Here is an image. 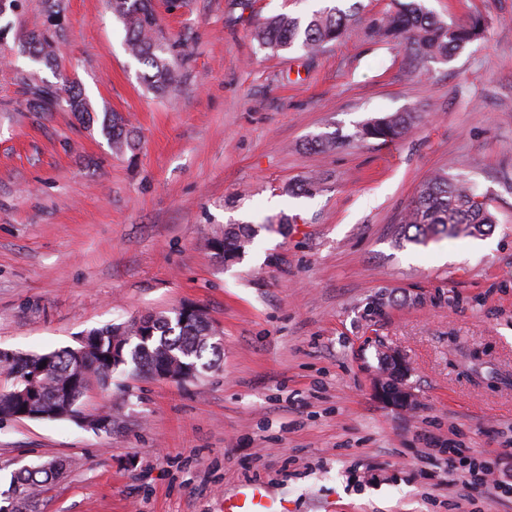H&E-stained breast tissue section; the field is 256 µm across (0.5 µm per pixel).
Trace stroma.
<instances>
[{"mask_svg":"<svg viewBox=\"0 0 512 512\" xmlns=\"http://www.w3.org/2000/svg\"><path fill=\"white\" fill-rule=\"evenodd\" d=\"M390 0H155L182 55L165 94L142 81L107 0H63L62 70L91 117L26 111L25 59L0 63V349L46 353L86 332L185 304L221 334L220 366L181 384L117 373L83 416L0 421V492L21 467L62 477L28 512H224L261 481L291 512H512L467 488L448 451L512 448V0H424L488 22L452 59L410 65L363 34ZM358 4L316 53L260 49L264 19ZM121 114L141 138L114 155ZM394 112L401 140L314 149ZM465 179L496 217L485 238L403 242L401 220L435 172ZM310 176V196L287 186ZM295 217L286 233L266 218ZM260 232L221 264L207 239ZM400 354L411 407L374 389ZM101 131L116 154H125L127 151L133 153L139 145L137 135L127 127L124 119L117 113H107L104 116Z\"/></svg>","mask_w":512,"mask_h":512,"instance_id":"35a3bbf8","label":"stroma"}]
</instances>
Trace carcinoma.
Instances as JSON below:
<instances>
[{
	"instance_id": "obj_1",
	"label": "carcinoma",
	"mask_w": 512,
	"mask_h": 512,
	"mask_svg": "<svg viewBox=\"0 0 512 512\" xmlns=\"http://www.w3.org/2000/svg\"><path fill=\"white\" fill-rule=\"evenodd\" d=\"M45 10L54 18L47 27L18 38L14 52L28 58L29 66L53 69L54 80H37L33 72L20 69L16 80L29 112H71L81 116L90 112V104L81 85L54 67L56 46L64 36L58 19L59 0H44ZM112 14L126 30V50L146 66L143 80L156 92H166L175 81L173 54L159 28L154 0H110ZM357 7L347 11L332 7L312 15L305 23L286 14L274 16L257 27L254 39L262 49L278 51L298 43L314 51L339 38L354 21ZM487 30L486 20L472 16L464 23H445L434 18L422 0L401 4L391 0L380 17L365 28V35L404 47L414 61L450 58L468 44L480 39ZM416 122L412 112H397L363 123L350 140L393 141L404 136ZM102 134L117 154L133 152L139 145L137 135L117 113L104 116ZM495 217L485 201L464 181L451 178L445 171L431 176L411 202L401 225L400 235L408 243L424 244L440 235L455 237L462 232L484 234L492 230ZM255 231L240 225H227L209 239L214 258L224 263L238 256L253 242ZM211 323L197 316L188 319L177 311L156 312L120 324H108L86 333L89 341L82 355L65 347L42 354H16L0 357V370L6 371L0 384V420H20L37 414L43 420L80 417V406L93 387H106L117 372L127 370L152 379L172 366L184 364L199 373L215 367L222 347L210 337ZM48 361L46 373L39 378L36 394L28 400L11 395L27 386L31 369ZM64 464L20 469L13 477L12 492L20 504L34 501L47 484L58 478Z\"/></svg>"
}]
</instances>
